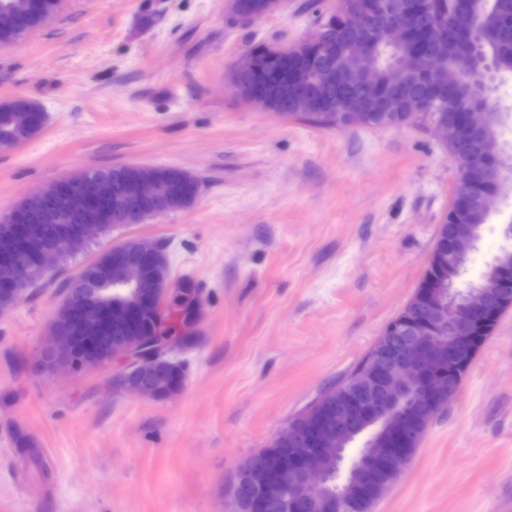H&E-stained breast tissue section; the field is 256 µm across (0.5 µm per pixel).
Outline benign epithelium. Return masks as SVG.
<instances>
[{"label": "benign epithelium", "instance_id": "obj_1", "mask_svg": "<svg viewBox=\"0 0 512 512\" xmlns=\"http://www.w3.org/2000/svg\"><path fill=\"white\" fill-rule=\"evenodd\" d=\"M384 7L336 0L332 16L353 26ZM419 6L402 11L382 31L381 42L395 47L420 37ZM316 46L318 55H336V43L319 27L306 39L267 51L264 81L275 85L291 76L302 103L313 96L306 93L309 74L288 71V61L310 59L309 49ZM448 54V41L435 36L430 50L414 63L427 82L443 76V63ZM347 59L352 62V84L370 93L377 86L378 68L375 52L356 38L346 40ZM259 70L257 60L244 53L231 66L227 84L234 88L244 77ZM487 113L474 108L466 114L461 135L471 138L479 157L490 168L501 164L497 138L486 133ZM197 179H148L139 184L121 202L112 196V181L106 174L90 173L63 178L57 196L70 205L71 231L89 242L101 235L105 224H132L140 201L152 205V214L160 216L173 210L176 201L198 199ZM473 225L459 224L448 243L434 249L428 265L438 271L452 263L470 248ZM47 234L45 217L37 212L15 209L0 219V290L16 298L31 288L41 277L57 266L62 253L41 244ZM136 251L129 255L123 246L112 244L109 260L112 267L125 270L123 279L139 285L140 270L149 266L156 270L154 290L136 294L120 307L107 308L100 303L99 283L102 274L86 272L87 288L79 298L62 296L55 312L70 309L71 337L67 353L57 359L54 369L79 372L88 368L121 362L124 371L120 384L129 390L166 399V392L155 384L154 376L161 359L153 352H140L130 339L112 344V326L122 324L132 333L142 332L141 317L147 313L156 327L146 335L152 343L169 346V338L159 327L160 315L167 311L172 295L170 270L164 265V251L154 242L135 239ZM445 282L430 278L425 288L414 292L403 311V317L387 326L355 380L340 387L342 404L328 420L322 414L313 416L304 430L305 451L277 456L254 454L237 468L231 484L235 512H352L364 491H375L381 499L408 464L406 446L412 438L415 423L428 424L437 413L456 398L459 387L448 384L447 376L460 377L469 370L481 347L490 336L491 324L498 312L512 309V266L502 265L493 277V292L476 290L469 293L458 309H451L445 298ZM387 427L367 441L356 461L350 466L349 483L343 482L341 464L344 445L362 427L381 418ZM336 482V492L329 484Z\"/></svg>", "mask_w": 512, "mask_h": 512}]
</instances>
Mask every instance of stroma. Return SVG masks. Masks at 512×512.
Wrapping results in <instances>:
<instances>
[{
    "label": "stroma",
    "mask_w": 512,
    "mask_h": 512,
    "mask_svg": "<svg viewBox=\"0 0 512 512\" xmlns=\"http://www.w3.org/2000/svg\"><path fill=\"white\" fill-rule=\"evenodd\" d=\"M286 0L241 27L228 0H63L0 48V103L25 97L43 131L0 150V214L65 175L177 167L197 201L100 239L0 313V512H228L229 481L373 347L427 268L455 181L430 128L315 127L241 103L225 83L258 42L315 29ZM162 245L190 280L192 331L172 320L184 388L170 400L58 374L40 348L66 282L111 246ZM512 249V185L462 284ZM373 512H512V310Z\"/></svg>",
    "instance_id": "stroma-1"
}]
</instances>
